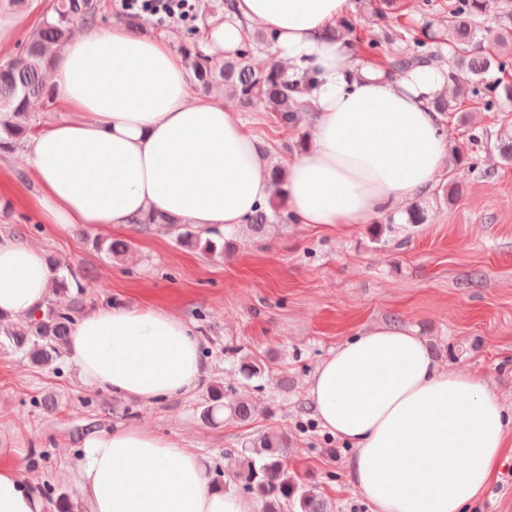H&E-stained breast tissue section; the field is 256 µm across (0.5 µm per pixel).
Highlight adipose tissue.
<instances>
[{
	"label": "adipose tissue",
	"instance_id": "obj_1",
	"mask_svg": "<svg viewBox=\"0 0 512 512\" xmlns=\"http://www.w3.org/2000/svg\"><path fill=\"white\" fill-rule=\"evenodd\" d=\"M206 29V51L238 48L245 26L276 37L289 79L315 72L305 94L312 147L286 167L296 223L342 230L430 191L449 141L433 101L446 71L390 77L355 68L326 31L348 0H228ZM53 81L68 114L26 144L43 223L59 232L131 225L165 213L200 229H233L273 192L268 160L239 112L193 94L169 37L123 24L88 27L57 53ZM53 273L37 246L0 240V312L45 307ZM201 342L156 306L106 304L77 319L68 346L84 381L146 403L189 392ZM322 426L352 450L351 487L377 512H467L512 445V408L473 372L440 366L407 326L349 337L307 384ZM85 512H258L255 500L215 491L198 453L141 428L91 433L75 474ZM0 512H46L16 463L0 465Z\"/></svg>",
	"mask_w": 512,
	"mask_h": 512
}]
</instances>
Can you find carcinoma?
Masks as SVG:
<instances>
[{"mask_svg": "<svg viewBox=\"0 0 512 512\" xmlns=\"http://www.w3.org/2000/svg\"><path fill=\"white\" fill-rule=\"evenodd\" d=\"M491 7L492 0H452L448 5L446 32L451 80H457L458 69L469 72L478 83L494 70L501 74L508 71L512 62L507 54L512 48V31L483 28L479 22ZM97 12V0H51L21 51L0 64V114L6 116L0 123L1 152L24 146L37 132L39 123L31 104L48 94L44 74L51 69L56 52L69 41L73 26L93 23ZM267 42L265 35L249 38L223 59L205 53L193 42L183 45L182 52L198 92L209 95L222 90L242 111L273 112L282 127H293L304 111L302 91L315 83V77L293 82L276 64L255 66L253 56ZM436 43L437 34L426 30L423 37L414 39L411 52L388 59V70L408 73L423 67H443V55ZM461 92L473 99L475 112H491L501 101L512 103V82L500 77L493 81L487 93L475 86L468 90L463 88ZM497 147L503 159L511 164L512 114L507 111L499 116ZM282 172L283 168L278 165L271 167L273 195L247 220L257 231L273 222L293 221L282 187ZM141 226L144 229L163 227L177 244L209 255L222 256L233 247V242L218 230H193L176 219L157 214L149 216ZM95 245L111 258L124 257L130 251L124 241L107 245L97 241ZM49 263L55 272V299L39 314H31L23 321L13 322L0 313V347L11 348L30 363L42 367L51 366L67 350L72 326L83 308L81 296L84 295L81 280L71 271L62 273L64 265L60 260L51 258ZM224 398L223 387L210 388L207 405L202 411L205 421H216L226 409L241 421L251 419L253 409L245 395L238 394L227 403ZM251 447L258 449L257 456L241 453L231 477L240 490L262 502L263 512H325L324 503L314 490L289 472L284 456L285 438L267 434L252 442Z\"/></svg>", "mask_w": 512, "mask_h": 512, "instance_id": "1", "label": "carcinoma"}]
</instances>
